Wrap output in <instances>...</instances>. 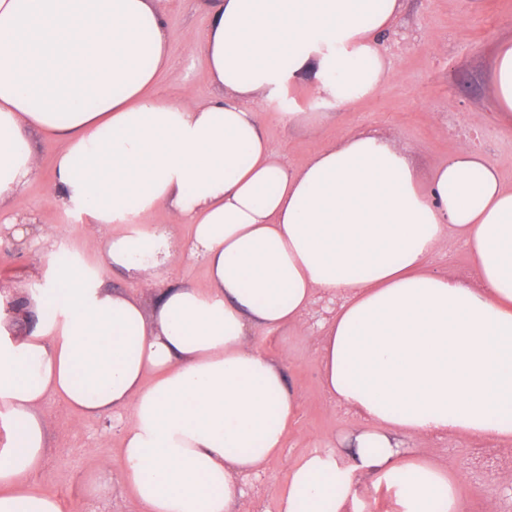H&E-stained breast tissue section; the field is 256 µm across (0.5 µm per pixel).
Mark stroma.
Instances as JSON below:
<instances>
[{"label":"stroma","mask_w":512,"mask_h":512,"mask_svg":"<svg viewBox=\"0 0 512 512\" xmlns=\"http://www.w3.org/2000/svg\"><path fill=\"white\" fill-rule=\"evenodd\" d=\"M167 23L171 66L157 82L155 94L176 99L188 89L197 100H209L216 88L207 60L203 54L187 52L206 25L201 0H171ZM505 39H512V0H481L475 11L469 0H403L400 17L382 41L394 72L375 95L329 110L313 134L280 119L281 113L308 105L309 91L300 86L261 112L263 130L281 160L294 170L342 136L372 132L405 144L424 177L474 132L504 183L512 185V122L497 117L489 79L494 49ZM38 151L40 174L14 202L13 210L35 215L39 224L50 228L56 251L94 266L96 257L85 247L91 225L77 223L48 203L55 149L42 143ZM46 263L45 253L17 250L9 235H1L0 293L21 288L39 294L34 271ZM335 312L334 301L316 299L305 316V335L253 340L256 348L273 357L287 351L283 369L298 388L300 410L286 429L281 453L263 470L239 478L252 512H276L277 490L286 486L289 471L310 451L343 447L346 437L367 427L359 415L323 391L318 339ZM42 412L49 448L42 469L31 478L32 488L56 496L64 512H139L117 480H108L97 494L86 491L101 461L120 463L118 417L82 418L55 396L46 398ZM417 446L425 456L448 463L459 473L467 512H487L491 504L497 512H512V490L495 479L503 461L512 459V443L443 434L419 440Z\"/></svg>","instance_id":"35a3bbf8"}]
</instances>
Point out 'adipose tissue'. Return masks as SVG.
<instances>
[{
  "label": "adipose tissue",
  "instance_id": "adipose-tissue-1",
  "mask_svg": "<svg viewBox=\"0 0 512 512\" xmlns=\"http://www.w3.org/2000/svg\"><path fill=\"white\" fill-rule=\"evenodd\" d=\"M168 0H0V213L58 144L50 203L94 225V271L51 256L44 294L0 313V512H62L29 484L45 459L47 395L84 417L123 416L119 476L141 512H244L237 474L260 469L299 410L282 361L254 336H299L321 294L327 394L369 429L345 458L315 450L277 512H363L387 486L399 512H466L457 472L414 448L437 433L512 441V187L462 147L429 177L387 138L339 139L289 170L258 119L298 84L314 111L374 95L392 63L379 39L402 0H205L194 48L220 90L206 104L152 88L169 65ZM490 79L512 116V39ZM167 211L166 224L145 216ZM190 228L177 239L174 226ZM474 280L428 270L450 240ZM201 261L209 285L165 288L153 313L113 291Z\"/></svg>",
  "mask_w": 512,
  "mask_h": 512
}]
</instances>
